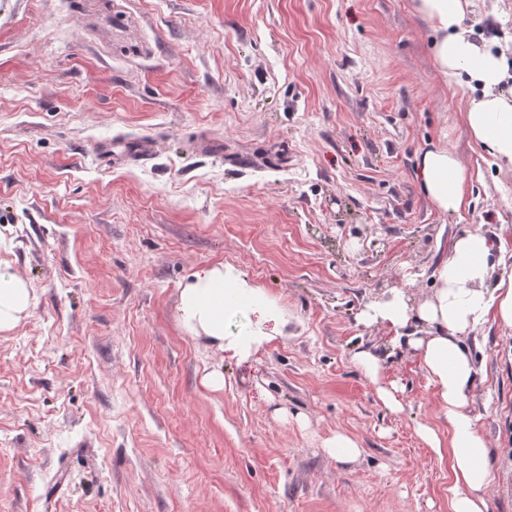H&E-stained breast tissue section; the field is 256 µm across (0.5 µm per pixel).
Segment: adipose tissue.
Wrapping results in <instances>:
<instances>
[{
    "instance_id": "obj_1",
    "label": "adipose tissue",
    "mask_w": 512,
    "mask_h": 512,
    "mask_svg": "<svg viewBox=\"0 0 512 512\" xmlns=\"http://www.w3.org/2000/svg\"><path fill=\"white\" fill-rule=\"evenodd\" d=\"M472 6V0H414L417 14L434 33L439 72L468 94L462 118L473 140L497 167L512 169V89L507 86L512 61L496 43L475 38L464 25ZM417 178L438 211H456L463 205L466 171L445 144H431L420 153ZM493 251L482 232L461 236L435 273L430 299L414 306L404 293L395 292L374 301L362 314L364 320L395 331L414 319L428 327L427 335L411 338L410 344L448 415L447 443H440L432 429L424 434L432 448H448L450 512H487L485 492L494 480L489 446L469 409L476 368L464 343L472 329L489 320L512 329V273L494 276ZM31 306L26 282L0 268V330L14 327ZM180 313L190 333L240 358L265 346L283 323L261 289L224 264L193 273L180 292ZM230 313L243 314L247 323L228 339L224 319Z\"/></svg>"
}]
</instances>
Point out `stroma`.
<instances>
[{"mask_svg": "<svg viewBox=\"0 0 512 512\" xmlns=\"http://www.w3.org/2000/svg\"><path fill=\"white\" fill-rule=\"evenodd\" d=\"M412 4L0 0V264L33 295L0 331V512H448L450 461L421 432L447 439L448 418L407 342L428 328L397 342L360 314L428 300L469 231L511 270L512 172L472 140ZM465 24L512 48V0H473ZM441 139L469 175L448 213L416 179ZM220 262L285 320L244 361L180 318L184 282ZM465 344L495 464L512 331ZM339 433L355 459L325 452Z\"/></svg>", "mask_w": 512, "mask_h": 512, "instance_id": "obj_1", "label": "stroma"}]
</instances>
